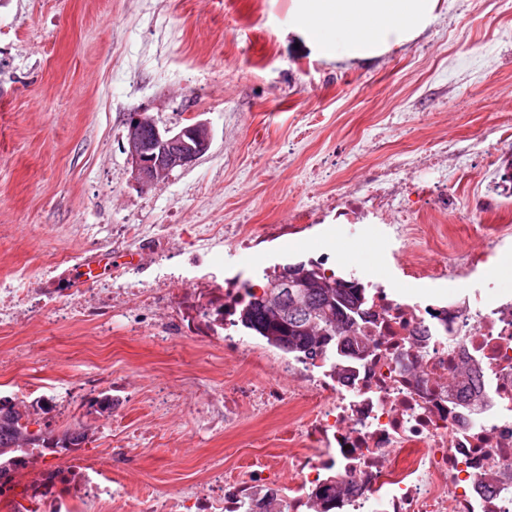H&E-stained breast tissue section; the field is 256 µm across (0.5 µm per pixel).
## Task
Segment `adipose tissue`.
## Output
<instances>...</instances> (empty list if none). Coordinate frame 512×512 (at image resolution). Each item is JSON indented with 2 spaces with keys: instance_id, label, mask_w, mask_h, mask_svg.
Returning <instances> with one entry per match:
<instances>
[{
  "instance_id": "ef3b65f1",
  "label": "adipose tissue",
  "mask_w": 512,
  "mask_h": 512,
  "mask_svg": "<svg viewBox=\"0 0 512 512\" xmlns=\"http://www.w3.org/2000/svg\"><path fill=\"white\" fill-rule=\"evenodd\" d=\"M435 0H296L297 33L324 57L373 56L390 37L415 35Z\"/></svg>"
}]
</instances>
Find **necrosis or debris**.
<instances>
[{
  "label": "necrosis or debris",
  "instance_id": "1",
  "mask_svg": "<svg viewBox=\"0 0 512 512\" xmlns=\"http://www.w3.org/2000/svg\"><path fill=\"white\" fill-rule=\"evenodd\" d=\"M461 162L440 138L297 214L295 224L334 217L359 238L375 224L384 231L380 265L357 279L366 299L348 353L291 355L279 363L284 382L224 392L228 422L244 402L257 414L294 408L281 439L287 465L255 464L205 492L130 499L115 487L106 459L59 466L31 458L28 485L1 489L0 500L22 499L25 512H242L257 501L287 504L288 512H512V294L477 289L463 307L442 296L485 264L498 242L455 251L437 265L408 246L424 212L480 223L479 206L460 208L448 193V174ZM295 224H228L215 236L253 251ZM170 249L167 229L116 225L107 247L63 252L26 287L0 284V322L38 313L59 326L92 322L106 336L114 313L124 312L137 336L146 330L141 313L164 305L169 315L155 334L174 329L202 340L220 333L226 349L247 353L235 311L267 269L252 265L245 281L224 263L196 257L180 275L143 281ZM397 271L412 287L432 283L436 298L387 291L383 280Z\"/></svg>",
  "mask_w": 512,
  "mask_h": 512
}]
</instances>
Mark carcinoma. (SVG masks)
Instances as JSON below:
<instances>
[{"label":"carcinoma","instance_id":"carcinoma-1","mask_svg":"<svg viewBox=\"0 0 512 512\" xmlns=\"http://www.w3.org/2000/svg\"><path fill=\"white\" fill-rule=\"evenodd\" d=\"M302 267L306 282L292 288L288 305L275 309L251 294L238 311L237 326L284 354L327 357L339 344L349 342L362 296L358 289L322 274L312 261ZM30 415L31 411L0 399V485L15 480L27 456L73 452L89 442L88 430L82 426L57 435L31 431Z\"/></svg>","mask_w":512,"mask_h":512}]
</instances>
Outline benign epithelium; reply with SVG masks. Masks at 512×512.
Instances as JSON below:
<instances>
[{
  "instance_id": "7a95c632",
  "label": "benign epithelium",
  "mask_w": 512,
  "mask_h": 512,
  "mask_svg": "<svg viewBox=\"0 0 512 512\" xmlns=\"http://www.w3.org/2000/svg\"><path fill=\"white\" fill-rule=\"evenodd\" d=\"M211 129L196 121L174 132L153 126L151 135L131 128L125 150L133 164L134 176L144 186L166 180L173 171L193 166L210 149Z\"/></svg>"
}]
</instances>
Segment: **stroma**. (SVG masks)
Returning a JSON list of instances; mask_svg holds the SVG:
<instances>
[{
  "label": "stroma",
  "mask_w": 512,
  "mask_h": 512,
  "mask_svg": "<svg viewBox=\"0 0 512 512\" xmlns=\"http://www.w3.org/2000/svg\"><path fill=\"white\" fill-rule=\"evenodd\" d=\"M294 19L292 0H0V278L107 244L117 224L170 225L182 261L202 248L203 225L244 215L289 223L318 190L366 178L442 135L469 156L449 194L463 207L483 201L487 232L512 225V199L485 178L488 160L512 154V142L489 133L512 124V11L499 0H436L412 39L338 60L291 33ZM136 112L173 129L206 121L211 148L192 168L143 186L125 150ZM405 112L418 120L403 124ZM375 134L381 150L363 152ZM478 240L472 225L425 216L414 244L435 262ZM327 242L338 274L379 263L372 241L327 223L268 243L262 260L277 270ZM123 321L115 316L108 337L83 322L0 326V398L33 386L77 391L100 375L131 380L117 418L91 414L82 398L48 424L86 426L84 459L134 449L114 460L112 475L146 494L281 461L275 436L287 408L258 416L245 407L230 426L198 415L225 388L274 379L280 351L252 336L255 358L245 361L215 339L130 336ZM158 386L178 393L179 405L156 409Z\"/></svg>",
  "instance_id": "obj_1"
}]
</instances>
